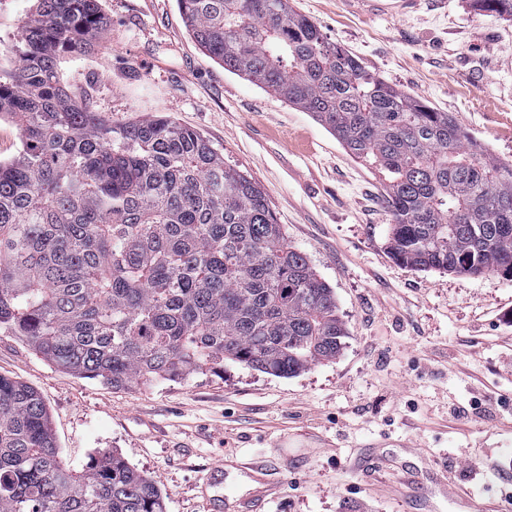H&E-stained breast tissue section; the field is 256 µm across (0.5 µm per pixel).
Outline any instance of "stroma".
Here are the masks:
<instances>
[{"label": "stroma", "mask_w": 512, "mask_h": 512, "mask_svg": "<svg viewBox=\"0 0 512 512\" xmlns=\"http://www.w3.org/2000/svg\"><path fill=\"white\" fill-rule=\"evenodd\" d=\"M362 66L451 114L512 163V21L470 0H289ZM95 50L58 72L115 125L158 115L204 137L264 191L289 244L336 295V361L276 377L223 375L115 390L59 369L0 333V375L41 396L61 457L80 469L119 453L166 512H205L196 483L236 461L224 492L248 496L241 464L278 482L263 512H458L447 495L398 490L447 474L477 505L512 491V278L419 270L389 253L383 181L310 113L227 72L192 39L177 0H99ZM469 407L458 418L457 407Z\"/></svg>", "instance_id": "35a3bbf8"}]
</instances>
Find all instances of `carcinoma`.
Here are the masks:
<instances>
[{
	"instance_id": "cac0c4a2",
	"label": "carcinoma",
	"mask_w": 512,
	"mask_h": 512,
	"mask_svg": "<svg viewBox=\"0 0 512 512\" xmlns=\"http://www.w3.org/2000/svg\"><path fill=\"white\" fill-rule=\"evenodd\" d=\"M512 21V0H473ZM224 70L309 112L382 174L390 252L420 270L512 274V163L411 97L288 0H178ZM98 0H36L0 67V332L114 389L224 373L292 376L339 356L332 289L289 244L263 190L197 132L154 117L112 126L61 83L62 54L92 51ZM146 474L106 450L59 456L31 386L0 375V512H165ZM20 150L18 129L8 120L0 121V160L15 158Z\"/></svg>"
}]
</instances>
